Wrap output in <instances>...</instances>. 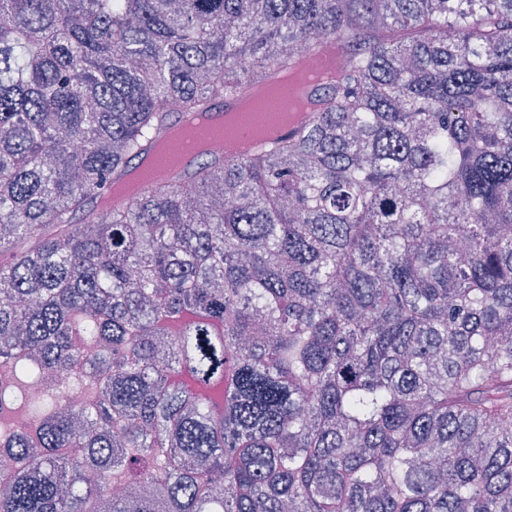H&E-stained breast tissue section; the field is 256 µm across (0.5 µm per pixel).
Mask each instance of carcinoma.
Returning a JSON list of instances; mask_svg holds the SVG:
<instances>
[{"mask_svg": "<svg viewBox=\"0 0 512 512\" xmlns=\"http://www.w3.org/2000/svg\"><path fill=\"white\" fill-rule=\"evenodd\" d=\"M333 37L298 139L91 205ZM6 251L0 512H512V0H0ZM344 48L340 40L332 39L325 43L323 47L305 60V62H318L330 67L336 66V59L338 65L340 60L344 57Z\"/></svg>", "mask_w": 512, "mask_h": 512, "instance_id": "1", "label": "carcinoma"}]
</instances>
